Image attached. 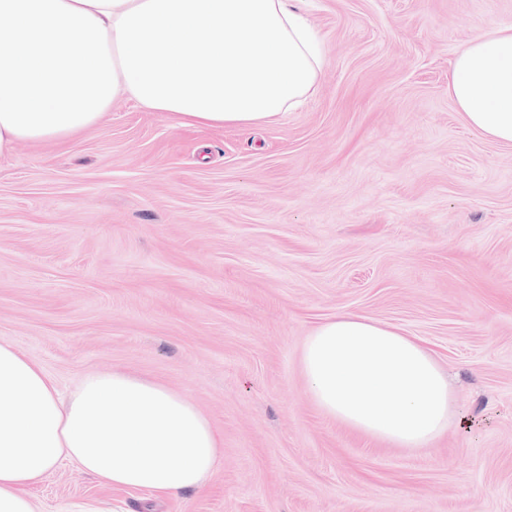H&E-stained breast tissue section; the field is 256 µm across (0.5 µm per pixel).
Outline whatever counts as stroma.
<instances>
[{
  "label": "stroma",
  "mask_w": 512,
  "mask_h": 512,
  "mask_svg": "<svg viewBox=\"0 0 512 512\" xmlns=\"http://www.w3.org/2000/svg\"><path fill=\"white\" fill-rule=\"evenodd\" d=\"M316 92L199 128L134 100L0 157V340L66 392L121 369L192 398L223 441L205 488L152 499L70 463L36 512H512V146L448 91L512 0H302ZM422 338L447 433L393 448L323 414L300 370L321 320Z\"/></svg>",
  "instance_id": "stroma-1"
}]
</instances>
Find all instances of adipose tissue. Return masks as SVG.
<instances>
[{"instance_id": "adipose-tissue-1", "label": "adipose tissue", "mask_w": 512, "mask_h": 512, "mask_svg": "<svg viewBox=\"0 0 512 512\" xmlns=\"http://www.w3.org/2000/svg\"><path fill=\"white\" fill-rule=\"evenodd\" d=\"M322 64L299 0H0V155L93 127L124 96L200 127L269 122L315 92ZM448 91L470 126L512 146V26L457 53ZM300 366L315 405L356 432L413 449L448 429V379L399 328L327 319ZM221 457L188 395L115 370L65 397L0 341V512H35L27 488L65 462L165 498L202 488Z\"/></svg>"}]
</instances>
